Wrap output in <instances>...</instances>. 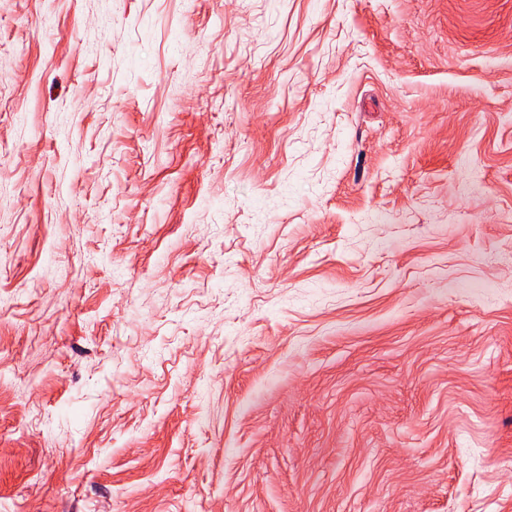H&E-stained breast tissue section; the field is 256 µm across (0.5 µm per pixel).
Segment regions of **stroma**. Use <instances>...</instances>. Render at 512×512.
I'll return each instance as SVG.
<instances>
[{"mask_svg": "<svg viewBox=\"0 0 512 512\" xmlns=\"http://www.w3.org/2000/svg\"><path fill=\"white\" fill-rule=\"evenodd\" d=\"M512 0H0V512H512Z\"/></svg>", "mask_w": 512, "mask_h": 512, "instance_id": "obj_1", "label": "stroma"}]
</instances>
